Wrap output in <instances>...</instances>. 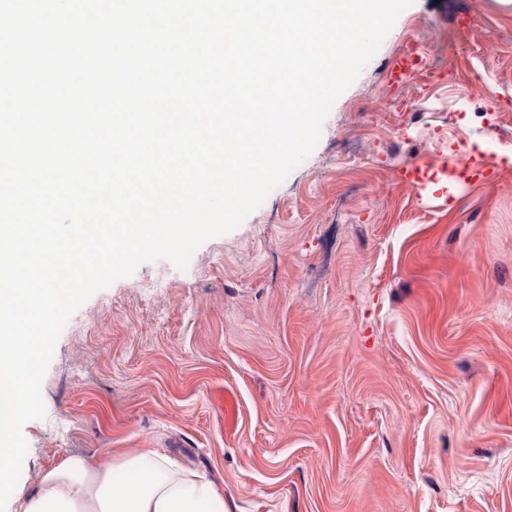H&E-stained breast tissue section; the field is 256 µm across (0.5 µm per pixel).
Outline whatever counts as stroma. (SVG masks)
Returning a JSON list of instances; mask_svg holds the SVG:
<instances>
[{
    "instance_id": "obj_1",
    "label": "stroma",
    "mask_w": 512,
    "mask_h": 512,
    "mask_svg": "<svg viewBox=\"0 0 512 512\" xmlns=\"http://www.w3.org/2000/svg\"><path fill=\"white\" fill-rule=\"evenodd\" d=\"M473 146L512 155V0H414L237 229L69 317L20 484L149 448L228 512H512V164L451 208L398 177ZM424 64L422 55L415 49H407L400 53L390 66L389 81L393 85L403 84L405 77Z\"/></svg>"
}]
</instances>
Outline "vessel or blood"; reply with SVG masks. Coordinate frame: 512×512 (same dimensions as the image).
Returning <instances> with one entry per match:
<instances>
[{
  "label": "vessel or blood",
  "mask_w": 512,
  "mask_h": 512,
  "mask_svg": "<svg viewBox=\"0 0 512 512\" xmlns=\"http://www.w3.org/2000/svg\"><path fill=\"white\" fill-rule=\"evenodd\" d=\"M424 63L422 55L415 49L400 53L390 66L389 80L392 84H403L406 76ZM505 155L489 154L476 149L454 163L439 159H427L401 167L398 176L414 192L430 191L432 197L453 203L452 187L491 183Z\"/></svg>",
  "instance_id": "1"
}]
</instances>
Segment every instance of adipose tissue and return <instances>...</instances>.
<instances>
[{"instance_id":"1","label":"adipose tissue","mask_w":512,"mask_h":512,"mask_svg":"<svg viewBox=\"0 0 512 512\" xmlns=\"http://www.w3.org/2000/svg\"><path fill=\"white\" fill-rule=\"evenodd\" d=\"M14 505L15 512H227L213 480L139 450L101 463L64 457Z\"/></svg>"}]
</instances>
